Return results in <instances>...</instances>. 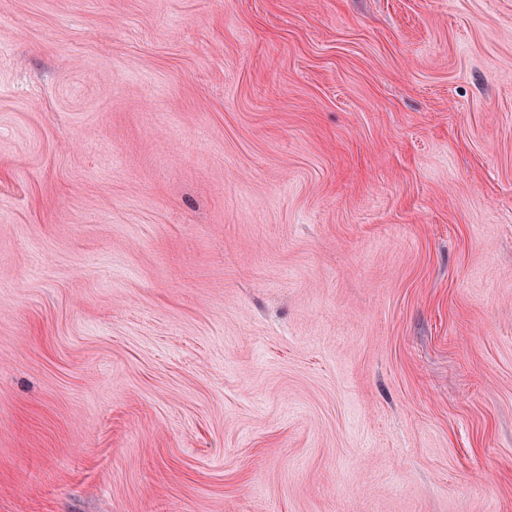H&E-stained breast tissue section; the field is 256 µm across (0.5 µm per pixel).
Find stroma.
<instances>
[{"instance_id":"stroma-1","label":"stroma","mask_w":512,"mask_h":512,"mask_svg":"<svg viewBox=\"0 0 512 512\" xmlns=\"http://www.w3.org/2000/svg\"><path fill=\"white\" fill-rule=\"evenodd\" d=\"M0 512H512V0H0Z\"/></svg>"}]
</instances>
